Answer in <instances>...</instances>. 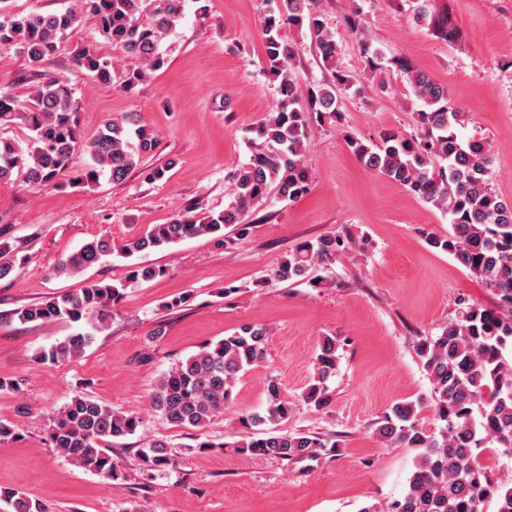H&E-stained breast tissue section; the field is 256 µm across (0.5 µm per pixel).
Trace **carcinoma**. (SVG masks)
Instances as JSON below:
<instances>
[{"mask_svg": "<svg viewBox=\"0 0 512 512\" xmlns=\"http://www.w3.org/2000/svg\"><path fill=\"white\" fill-rule=\"evenodd\" d=\"M314 4L315 0H283L279 16L265 19V64L278 82L279 100L255 129L249 161L233 173V201L224 210L206 212L201 218L180 212L168 223L155 224L120 245L104 234L61 260L56 273L79 274L105 263L114 253L129 258L193 237L210 236L232 245L234 240L224 230L235 227L244 231L250 209L270 194L291 201L308 192L310 172L305 157L313 124L339 116L337 94L362 93L363 78L382 69L379 52L367 41L361 43L363 75L338 68L335 32L314 11ZM183 5L184 0H75L73 7L59 13L19 17L0 11V48L16 47L30 63L40 64L60 50L73 29L90 21L106 41L138 59L140 66L124 67L86 46L74 55L77 68L94 83L130 93L144 81L147 71L163 66L160 47L181 18ZM305 20L322 61L331 70V80L310 89L308 106L303 108L297 106L294 60L298 47L286 42L280 30L285 23L300 27ZM414 20L428 22L444 39L450 35L448 13L434 11L432 0H421ZM402 72L419 102V109L413 112L415 132L387 131L378 143L349 135L347 145L363 166L448 214V235H431L428 244L452 256L498 296V303L488 308L459 298L448 324L418 345L432 383L430 402L440 422L438 432L427 433L419 426L418 401L395 404L376 423L374 436L382 445L416 451L407 491L391 504L389 512H482L489 500L496 502V512H512V482L491 479L479 461L486 444L493 440L512 455V365L504 358V351L512 348V199L502 197L491 185L486 141L459 135L468 113L453 103L448 87L422 70L404 66ZM82 105L74 87L47 74L27 101L0 93V127L16 124L31 132L25 151L0 138V183L10 181L14 171L22 168L26 183L33 188L63 187L67 185L63 178L79 150L89 154L92 164L74 183H96L102 176L121 183L143 156L155 150L153 129L126 127L111 119L94 136L84 138L78 121ZM352 243L349 235L304 242L259 286L306 280L320 288L321 281L308 278V271ZM20 266L12 243L0 237V280ZM163 274L160 267L132 264L118 286L89 281L78 290L19 308L13 316L22 323L83 319L102 323L126 288ZM268 335L262 324L245 325L203 345L160 376L151 394L153 411L174 427H205L233 403L240 374L263 366ZM89 342L88 333L72 334L41 352L38 360L45 364L78 356ZM337 350L336 337L321 339L313 383L302 395L305 404L317 410L330 404L327 381L336 373ZM265 393V408L243 418L244 426L252 430L249 439L217 443L202 433L189 450L206 453L233 448L290 462L318 459L327 449L337 448L316 433L275 429L288 419L293 407L277 379L266 381ZM141 423L137 415L76 394L52 413L49 440L73 465L111 485L124 475L108 446L135 434ZM168 448L165 439L157 438L139 449L142 475L150 478L155 471L174 467V454ZM8 499L13 512H50L45 502L19 492L8 494Z\"/></svg>", "mask_w": 512, "mask_h": 512, "instance_id": "1", "label": "carcinoma"}]
</instances>
